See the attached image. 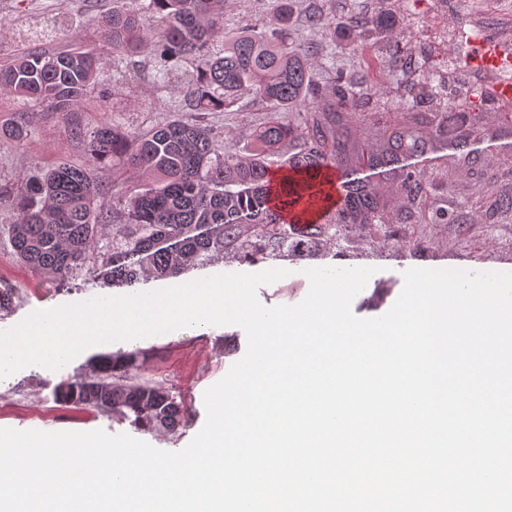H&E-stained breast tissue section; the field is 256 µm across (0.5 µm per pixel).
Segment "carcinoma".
Listing matches in <instances>:
<instances>
[{
	"label": "carcinoma",
	"mask_w": 512,
	"mask_h": 512,
	"mask_svg": "<svg viewBox=\"0 0 512 512\" xmlns=\"http://www.w3.org/2000/svg\"><path fill=\"white\" fill-rule=\"evenodd\" d=\"M272 20L260 30L224 26L226 0H143L136 11L114 9L105 19L107 49L75 47L62 52L29 51L0 64V93L38 102L54 112L78 108L94 84L107 53L133 55L146 47L167 60L190 58L197 79L184 92L196 112H222L250 97L272 107L267 122L250 135V146L228 149L224 138L199 123L173 119L137 133L103 125L87 141V164L59 162L13 194L16 218L8 228L16 256L63 284L87 271L114 287L177 278L202 269L218 256L255 266L272 257H304L350 224H371L384 204L368 185L348 180L343 206L323 224L292 221L286 212L305 196L321 192L318 165L352 161L355 147L337 133L355 123L361 98L342 84L324 92L322 108L306 114L303 126L279 113L319 96L309 57L315 47L288 29L294 0H267ZM224 49L210 50L215 39ZM382 138L379 152L366 150L379 165L398 161L411 148H425L444 123L410 110ZM291 145L289 157L282 146ZM288 174L278 187L268 172L274 159ZM138 169L149 175L142 191L124 201V222L112 224V251L96 253L98 237L111 224L97 201L106 192L96 171ZM402 192L409 205L420 201L422 180L409 173ZM136 354L100 356L95 380L67 381L54 390L57 401L100 410L114 409L135 429L174 431L191 415L184 400L148 384H123Z\"/></svg>",
	"instance_id": "cac0c4a2"
}]
</instances>
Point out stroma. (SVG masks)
<instances>
[{"mask_svg": "<svg viewBox=\"0 0 512 512\" xmlns=\"http://www.w3.org/2000/svg\"><path fill=\"white\" fill-rule=\"evenodd\" d=\"M137 5L138 0H0V22L11 28L9 35L0 36V62L34 49L98 46L103 40L100 19L113 8L133 10ZM315 9L335 21V35L308 27L306 18ZM358 13L370 23L363 37L348 24ZM383 14L391 17L392 26L376 25ZM478 19L512 32V0H296L293 30L304 41L322 46L310 59L315 82L330 87L340 71L354 92L376 90L362 108V126L346 129L357 143L366 142L397 109L407 106L448 115L463 108L470 111L471 120L448 135L433 136L424 157L392 165L386 176L376 178L375 189L386 204L379 221L349 226L344 238L327 242L315 256L267 260V268H285L289 274L258 288L264 306L301 302L310 287L303 272L316 267L373 268L351 304L353 314L364 319L382 316L392 307L404 286L403 273L410 268L512 272V210L493 207L495 199L512 197V121L495 123L487 106L474 101L471 85L457 86L454 58L460 44L449 35L451 29ZM269 21L266 0H227V28H261ZM399 46L413 49L418 62L416 72L403 83L395 80ZM195 80L191 60L165 63L145 51L132 57L108 56L82 105L67 114L0 94V283L17 290L12 308L0 312V330L39 309L113 293L102 281L82 275L59 284L15 256L8 238L15 217L9 195L23 178L60 161L86 163L83 136L102 124L138 132L174 118L197 121L241 148L249 145L252 130L267 121L266 107L248 99L221 112L190 110L181 91ZM21 112L28 134L19 141L5 129ZM408 166L419 170L424 186L419 204L410 208L400 190ZM442 212L448 215L444 224L437 221ZM246 349V334L235 325L211 326L203 333L181 330L134 344L138 358L131 382L164 388L193 411L191 421L173 432H137L112 412L57 402L54 390L60 382L93 377L91 354L57 370L42 367L0 381V428L102 429L135 435L160 450L179 451L204 425L205 390L222 379Z\"/></svg>", "mask_w": 512, "mask_h": 512, "instance_id": "obj_1", "label": "stroma"}]
</instances>
